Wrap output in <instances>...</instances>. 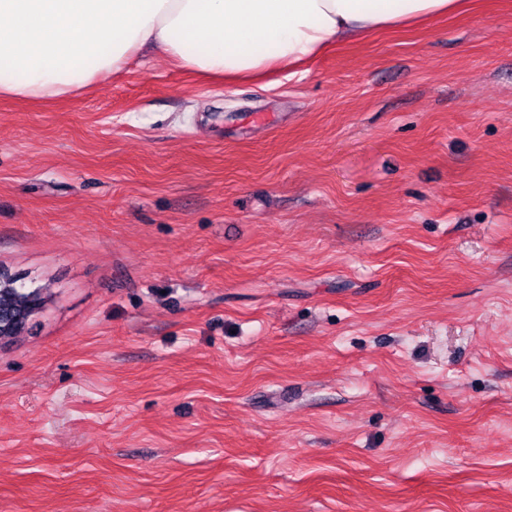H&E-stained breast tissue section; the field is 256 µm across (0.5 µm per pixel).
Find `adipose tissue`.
I'll return each instance as SVG.
<instances>
[{"instance_id": "ef3b65f1", "label": "adipose tissue", "mask_w": 512, "mask_h": 512, "mask_svg": "<svg viewBox=\"0 0 512 512\" xmlns=\"http://www.w3.org/2000/svg\"><path fill=\"white\" fill-rule=\"evenodd\" d=\"M469 8V0H0V98L77 95L147 45L205 77L295 75L331 46Z\"/></svg>"}]
</instances>
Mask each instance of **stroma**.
Returning <instances> with one entry per match:
<instances>
[{
  "label": "stroma",
  "mask_w": 512,
  "mask_h": 512,
  "mask_svg": "<svg viewBox=\"0 0 512 512\" xmlns=\"http://www.w3.org/2000/svg\"><path fill=\"white\" fill-rule=\"evenodd\" d=\"M0 264V512H512V0L1 99Z\"/></svg>",
  "instance_id": "35a3bbf8"
}]
</instances>
